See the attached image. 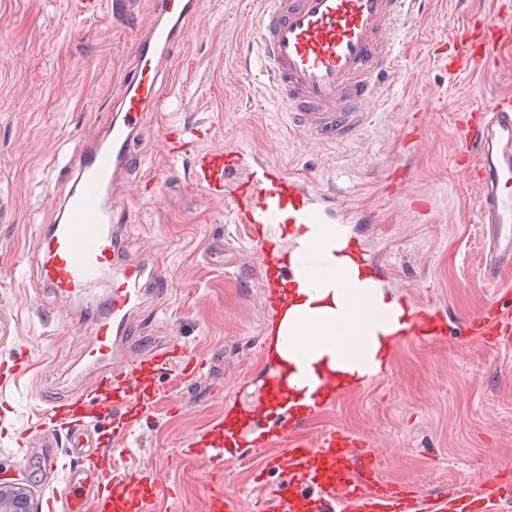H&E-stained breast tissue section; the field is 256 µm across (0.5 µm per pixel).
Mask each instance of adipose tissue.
I'll return each instance as SVG.
<instances>
[{"mask_svg": "<svg viewBox=\"0 0 512 512\" xmlns=\"http://www.w3.org/2000/svg\"><path fill=\"white\" fill-rule=\"evenodd\" d=\"M274 232L288 246L289 274L275 282L280 296L266 338L280 380L264 386L259 413L302 416L387 369L394 347L414 328L415 311L354 261L347 225L278 224ZM256 414L236 410L224 428L239 435Z\"/></svg>", "mask_w": 512, "mask_h": 512, "instance_id": "adipose-tissue-1", "label": "adipose tissue"}]
</instances>
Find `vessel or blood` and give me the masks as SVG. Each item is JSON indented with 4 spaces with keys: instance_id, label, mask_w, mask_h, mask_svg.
I'll return each instance as SVG.
<instances>
[{
    "instance_id": "obj_1",
    "label": "vessel or blood",
    "mask_w": 512,
    "mask_h": 512,
    "mask_svg": "<svg viewBox=\"0 0 512 512\" xmlns=\"http://www.w3.org/2000/svg\"><path fill=\"white\" fill-rule=\"evenodd\" d=\"M426 0H260L254 40L274 97L289 112L293 131L322 144L354 140L367 126L371 107L397 76L396 45L410 19L421 16ZM197 0H157V24L135 48L134 65L108 124V143L90 147L65 168L73 188L63 198L61 216L42 241V283L58 293L90 300L95 323L87 352L93 377L74 398L50 403L46 419L64 426L75 454L96 447L86 417L89 408L108 416L137 395L145 372L169 366L177 339L142 352L129 346L131 312L137 306L140 281L165 294L169 276L163 265L144 266L122 258L120 246L106 230L112 221L109 193L119 175L138 157L145 112L158 104L156 85L160 61L183 35L182 22ZM512 43V19H486L481 32L455 40L456 60L468 70L482 69L481 56L498 53ZM209 129L195 142L184 141L179 125L162 131L170 153L188 154L191 183L213 198H230L239 224H323L327 218L299 179L278 169L253 167L238 147H209ZM465 157L474 158L470 180L479 189V219L485 233L481 275L496 285L504 260L512 259V102L487 98L460 128ZM474 336L507 333L512 316L492 309L490 316L465 321ZM321 455L328 467H340L343 478L314 501L316 512H493L497 489L473 495L449 493L444 499L420 497L418 502L381 484L365 491L373 475L371 449L357 447L339 432L325 438ZM87 479L96 499L81 494L74 476L65 480L64 499L49 498L48 512H105L113 492L135 498L137 482L98 463H90ZM293 482L280 485L267 500L266 512H295Z\"/></svg>"
}]
</instances>
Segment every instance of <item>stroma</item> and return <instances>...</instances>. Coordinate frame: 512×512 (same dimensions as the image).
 Returning a JSON list of instances; mask_svg holds the SVG:
<instances>
[{"instance_id": "1", "label": "stroma", "mask_w": 512, "mask_h": 512, "mask_svg": "<svg viewBox=\"0 0 512 512\" xmlns=\"http://www.w3.org/2000/svg\"><path fill=\"white\" fill-rule=\"evenodd\" d=\"M153 2L122 11L103 0L95 16L79 17L69 0H0V362L26 355L0 388V483L20 479L38 512L62 481L21 439L40 437L47 400L88 384L92 334L86 305L42 284L38 240L72 187L61 164L106 136L135 44L155 21ZM256 12V0H199L169 51L147 126L207 124L211 145L243 148L253 164L300 178L331 218L350 226L385 290L444 316L446 330L408 338L377 378L333 396L267 446L235 453L210 481L208 459L186 449L259 391L275 310L258 276L256 235L234 222L227 201L194 187L186 162L161 140L146 139L141 163L112 200L122 216L109 230L132 261L160 259L173 286L161 297L143 294L131 334L179 337L221 366L191 378L175 364L143 379L138 420L108 443L113 468L140 477L136 512H207L215 493L263 512L278 486L294 480L268 456L299 442L318 451L339 431L374 448L377 478L404 490L442 496L508 479L500 512H512V343L460 333L495 296L512 303V265L499 287L480 277L478 191L459 166L458 136L487 94L512 98V55L474 73L444 70L434 57L445 33L512 14V0H428L404 29L401 75L370 123L356 141L321 149L289 128L258 60L247 57ZM419 116L428 138L410 149L402 131Z\"/></svg>"}]
</instances>
